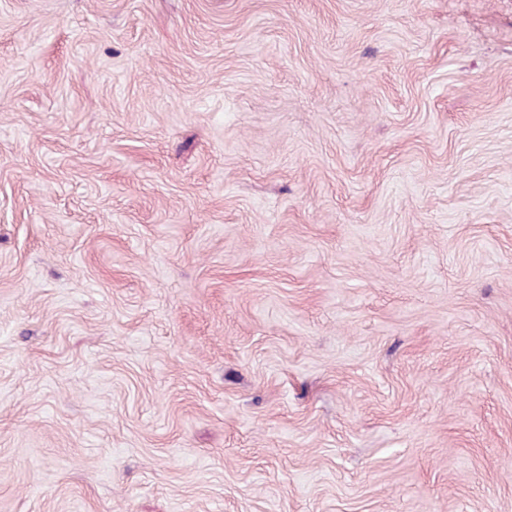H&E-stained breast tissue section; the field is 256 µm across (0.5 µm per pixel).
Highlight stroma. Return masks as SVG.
Returning <instances> with one entry per match:
<instances>
[{
  "mask_svg": "<svg viewBox=\"0 0 512 512\" xmlns=\"http://www.w3.org/2000/svg\"><path fill=\"white\" fill-rule=\"evenodd\" d=\"M0 512H512V0H0Z\"/></svg>",
  "mask_w": 512,
  "mask_h": 512,
  "instance_id": "1",
  "label": "stroma"
}]
</instances>
